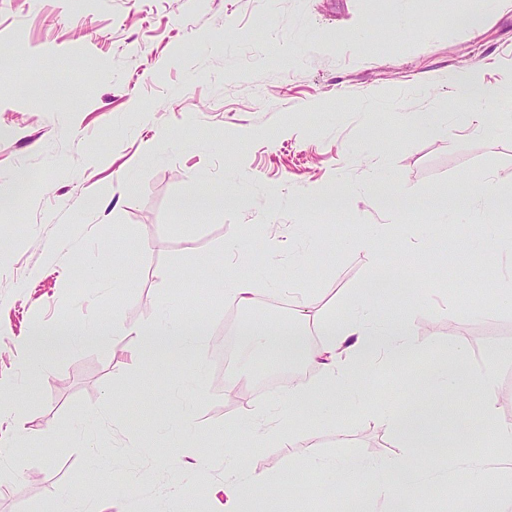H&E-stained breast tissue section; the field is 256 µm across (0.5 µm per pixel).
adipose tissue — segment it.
Segmentation results:
<instances>
[{"label": "adipose tissue", "instance_id": "obj_1", "mask_svg": "<svg viewBox=\"0 0 512 512\" xmlns=\"http://www.w3.org/2000/svg\"><path fill=\"white\" fill-rule=\"evenodd\" d=\"M385 291V278L375 277L350 300L342 315H306L305 323L313 328L316 342H309L304 336L282 338L279 358H301L316 368L317 376L304 383H289L269 407L247 410L243 421L254 441L263 443L275 438L281 445H290L286 423L293 404L317 405L362 367L400 360L416 346L417 332L409 319L382 316L380 306ZM131 332L140 339L138 355L157 361L194 351L205 329L201 320L164 311L151 325L131 331L116 314L108 321L84 323L75 331L65 330L59 342L71 345ZM232 465L231 472L210 488L209 512H259L258 504L269 486L268 478L256 472L251 460L236 457Z\"/></svg>", "mask_w": 512, "mask_h": 512}]
</instances>
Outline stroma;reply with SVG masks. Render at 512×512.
<instances>
[{
  "mask_svg": "<svg viewBox=\"0 0 512 512\" xmlns=\"http://www.w3.org/2000/svg\"><path fill=\"white\" fill-rule=\"evenodd\" d=\"M485 12L474 29L456 17ZM0 441L14 445L0 479V512H47L65 487L96 504L108 486L92 470L114 463L136 512H205L235 443L257 471L278 479L262 512H337L312 475L311 453L377 462L401 455L363 400L404 411L414 380L463 342L471 369L494 368L512 425V213L482 235L473 223L436 224L467 210L465 185L494 179L512 194V5L484 0H0ZM482 67L494 99L473 105L440 74ZM422 111L447 115V132L417 130ZM341 196L317 207L311 188ZM211 200L195 214L181 199ZM416 239L390 237L380 259L354 246L382 223L386 200ZM278 227L270 246L256 229ZM247 239L246 266L227 250ZM247 269L286 310L244 307L212 282ZM389 269L383 310L412 320L418 347L370 369L291 416L293 447L256 446L246 404L224 399L214 348L232 342L233 374L279 373L244 328L302 326L300 289L314 312H342L366 281ZM431 289L411 305L413 287ZM202 320L195 353L152 364L133 337L75 347L55 334L120 314L149 324L159 308ZM40 357L30 376L13 349ZM427 456L453 461L447 478L411 501L412 512H467L459 459L496 460L492 442L461 443L455 417ZM172 464L160 466L157 454ZM288 481H281V474Z\"/></svg>",
  "mask_w": 512,
  "mask_h": 512,
  "instance_id": "35a3bbf8",
  "label": "stroma"
}]
</instances>
